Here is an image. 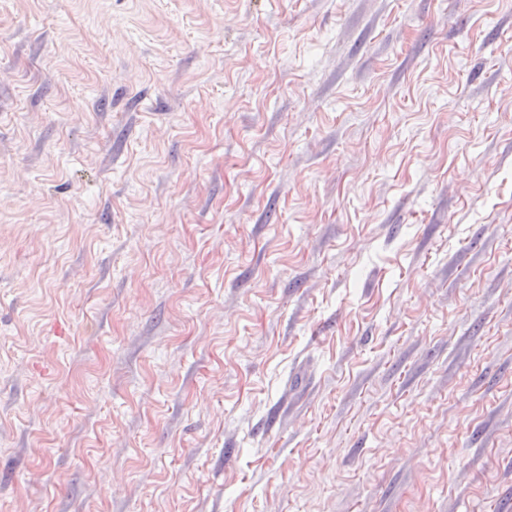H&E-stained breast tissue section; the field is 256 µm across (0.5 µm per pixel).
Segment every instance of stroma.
Instances as JSON below:
<instances>
[{
    "mask_svg": "<svg viewBox=\"0 0 512 512\" xmlns=\"http://www.w3.org/2000/svg\"><path fill=\"white\" fill-rule=\"evenodd\" d=\"M0 512H512V0H0Z\"/></svg>",
    "mask_w": 512,
    "mask_h": 512,
    "instance_id": "obj_1",
    "label": "stroma"
}]
</instances>
